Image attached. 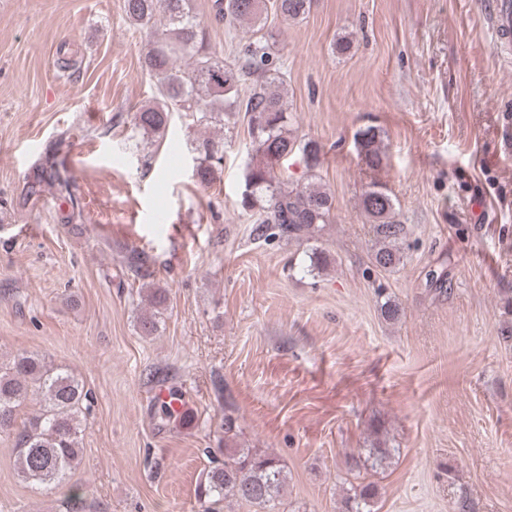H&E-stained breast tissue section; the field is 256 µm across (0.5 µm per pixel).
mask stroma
<instances>
[{"label": "stroma", "instance_id": "stroma-1", "mask_svg": "<svg viewBox=\"0 0 512 512\" xmlns=\"http://www.w3.org/2000/svg\"><path fill=\"white\" fill-rule=\"evenodd\" d=\"M491 2L313 0L302 19L269 17L293 128L322 147L316 169L293 154L277 171L321 184L335 210L316 239L263 242L239 204L246 120L208 189L194 141L214 126L177 118L162 142L130 140L155 85L149 35L123 0H0V359L40 354L94 394L68 480L79 507L66 488L19 480L1 436L0 512H202L204 451L223 447L228 413L247 446L287 466L285 512H341L347 455L380 442L390 464L361 473L375 512H457L462 496L512 512V68L497 60ZM191 4L231 60L246 30L211 23L212 0ZM369 126L385 146L375 170L354 145ZM52 144L84 203L67 224ZM374 179L409 230L389 271L373 264L360 205ZM133 248L168 291L152 336L137 329ZM315 248L330 258L319 271ZM385 297L399 321L381 315ZM162 386L189 414L160 427Z\"/></svg>", "mask_w": 512, "mask_h": 512}]
</instances>
